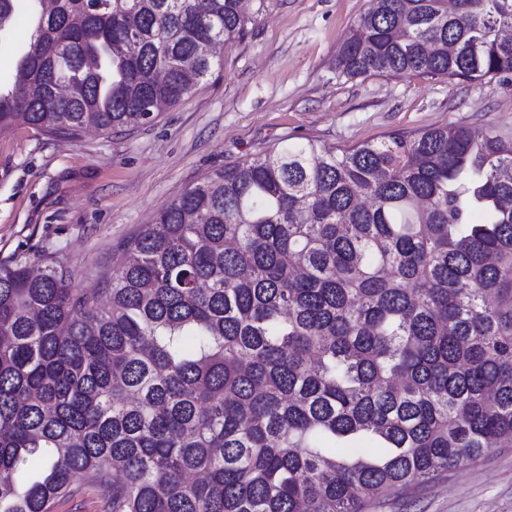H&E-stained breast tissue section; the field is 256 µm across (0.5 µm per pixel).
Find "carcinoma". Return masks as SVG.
Instances as JSON below:
<instances>
[{
    "label": "carcinoma",
    "instance_id": "carcinoma-1",
    "mask_svg": "<svg viewBox=\"0 0 512 512\" xmlns=\"http://www.w3.org/2000/svg\"><path fill=\"white\" fill-rule=\"evenodd\" d=\"M271 4L26 0L0 131L148 123ZM505 28L512 0H368L336 74L506 78ZM74 278L0 262V512H53L79 483L107 512H363L512 445L496 131L245 159L160 210L102 287Z\"/></svg>",
    "mask_w": 512,
    "mask_h": 512
}]
</instances>
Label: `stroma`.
Listing matches in <instances>:
<instances>
[{"mask_svg": "<svg viewBox=\"0 0 512 512\" xmlns=\"http://www.w3.org/2000/svg\"><path fill=\"white\" fill-rule=\"evenodd\" d=\"M367 0H274L209 75L151 123L79 141L28 126L0 132V261L63 256L91 289L157 212L210 172L286 144L342 151L459 124L512 134V78L336 74ZM366 512H512V447Z\"/></svg>", "mask_w": 512, "mask_h": 512, "instance_id": "35a3bbf8", "label": "stroma"}]
</instances>
